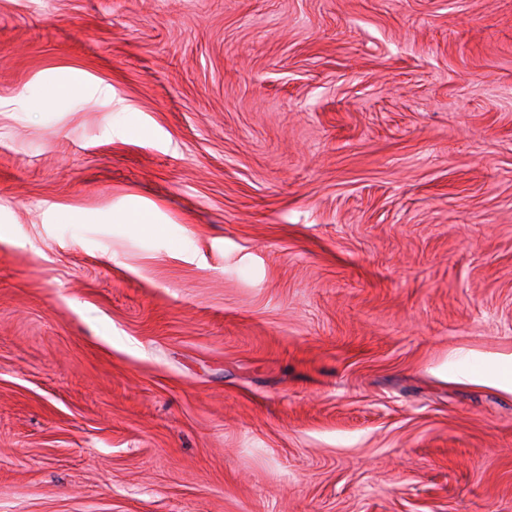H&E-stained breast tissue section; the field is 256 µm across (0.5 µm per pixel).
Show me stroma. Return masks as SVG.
<instances>
[{"mask_svg": "<svg viewBox=\"0 0 512 512\" xmlns=\"http://www.w3.org/2000/svg\"><path fill=\"white\" fill-rule=\"evenodd\" d=\"M0 100V512H512V0H0ZM86 92L90 95H98L104 100L112 101V90L108 85L93 81L87 73L81 70H69L55 84L53 98L65 101L74 98L75 93Z\"/></svg>", "mask_w": 512, "mask_h": 512, "instance_id": "obj_1", "label": "stroma"}]
</instances>
